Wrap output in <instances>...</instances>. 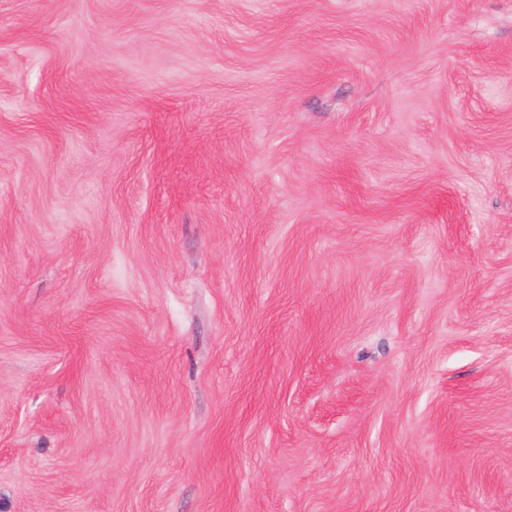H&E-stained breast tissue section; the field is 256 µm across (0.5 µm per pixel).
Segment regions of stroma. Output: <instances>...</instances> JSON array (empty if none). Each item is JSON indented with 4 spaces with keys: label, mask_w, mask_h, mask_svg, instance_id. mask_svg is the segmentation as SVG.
I'll return each mask as SVG.
<instances>
[{
    "label": "stroma",
    "mask_w": 512,
    "mask_h": 512,
    "mask_svg": "<svg viewBox=\"0 0 512 512\" xmlns=\"http://www.w3.org/2000/svg\"><path fill=\"white\" fill-rule=\"evenodd\" d=\"M0 512H512V0H0Z\"/></svg>",
    "instance_id": "stroma-1"
}]
</instances>
